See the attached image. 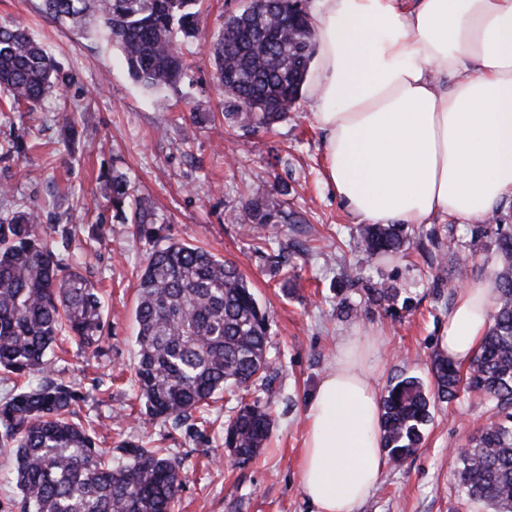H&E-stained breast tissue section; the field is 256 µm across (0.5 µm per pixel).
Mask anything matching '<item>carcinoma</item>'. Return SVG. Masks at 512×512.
I'll list each match as a JSON object with an SVG mask.
<instances>
[{"label": "carcinoma", "instance_id": "obj_1", "mask_svg": "<svg viewBox=\"0 0 512 512\" xmlns=\"http://www.w3.org/2000/svg\"><path fill=\"white\" fill-rule=\"evenodd\" d=\"M43 11L82 30L93 17L99 34L117 47L129 75L150 91L176 87L188 70L179 43L199 33V0H42ZM317 34L299 0H249L224 16L210 46L224 92V119L251 133L288 119L302 95ZM70 77L24 27L0 23V87L12 111L41 105ZM107 182L112 208L126 218L132 192L126 174ZM244 222L300 224L301 217L270 200L244 208ZM408 224H365L357 244L369 257L407 250ZM494 237L503 257L492 275L495 310L466 372L443 357L432 361L434 390L417 376L390 384L380 398L383 449L398 465L413 455L435 402L460 391L484 397L498 420L484 427L459 454L458 486L469 502L490 512H512V224L498 216L471 229L468 250ZM430 264L445 269L435 230ZM375 305H390L396 289L360 284ZM103 302L95 284L72 267L40 211L29 207L0 217V369L27 377L47 369L46 357L67 339L97 351ZM138 346L135 384L148 420L179 425L204 412L223 392L266 379L268 314L237 268L191 243L152 251L137 288ZM83 401L78 384L47 379L0 402V448L15 456L19 512H175L187 477L184 464L163 448L121 441L118 461L96 448L92 424L74 420ZM272 431L271 407L256 399L240 405L224 424V448L239 464L257 458Z\"/></svg>", "mask_w": 512, "mask_h": 512}]
</instances>
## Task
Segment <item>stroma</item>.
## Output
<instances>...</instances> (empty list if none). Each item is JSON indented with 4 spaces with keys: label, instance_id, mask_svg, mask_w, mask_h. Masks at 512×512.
Wrapping results in <instances>:
<instances>
[{
    "label": "stroma",
    "instance_id": "stroma-1",
    "mask_svg": "<svg viewBox=\"0 0 512 512\" xmlns=\"http://www.w3.org/2000/svg\"><path fill=\"white\" fill-rule=\"evenodd\" d=\"M244 0H202L201 35L183 44L190 68L179 90L147 91L129 76L117 48L77 34L48 17L42 0H0V21L25 25L48 44L72 80L62 95H48L31 112L0 113V143L17 142L22 155H0V186L12 190L13 208L37 205L45 224L68 226L58 248L101 289L108 305L98 355H83L66 342L48 374L79 383L85 395L80 416L102 420L97 444L121 440L166 448L190 470L176 512H314L299 477L310 394L336 360L337 347L354 334H370L379 389L401 376L432 384V357L448 320L451 292L436 293L437 273L421 251L422 228L410 233L400 255L366 257L356 246L359 223L328 184L323 134L307 103L272 130L245 135L222 112L208 44L227 12ZM77 130L72 147L57 141L65 114ZM125 173L133 204L147 210L169 239L201 245L233 264L253 289L270 323L266 386L213 403L210 425L172 429L143 422L142 404L128 383L137 361L136 289L152 251L134 224L123 223L109 202L107 173ZM288 187L284 206L305 218L253 232L240 218L246 204L268 196L273 183ZM468 226H457V259L471 278L490 280L494 241L469 253ZM288 257L287 269L271 261ZM363 281L386 282L410 307L387 311L367 305L361 289L342 285L345 271ZM360 308L359 317L338 315L339 302ZM269 403L274 418L263 457L238 465L224 454V424L239 401ZM494 418L491 404L459 393L440 402L424 430V443L403 465L385 469L358 512H486L463 502L457 449L466 447Z\"/></svg>",
    "mask_w": 512,
    "mask_h": 512
}]
</instances>
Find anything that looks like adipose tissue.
Returning a JSON list of instances; mask_svg holds the SVG:
<instances>
[{"instance_id":"adipose-tissue-1","label":"adipose tissue","mask_w":512,"mask_h":512,"mask_svg":"<svg viewBox=\"0 0 512 512\" xmlns=\"http://www.w3.org/2000/svg\"><path fill=\"white\" fill-rule=\"evenodd\" d=\"M319 49L305 89L327 177L367 224L470 221L512 200V0H312ZM490 287L457 288L439 344L469 364ZM359 339L305 413L301 486L315 512H357L387 465Z\"/></svg>"}]
</instances>
